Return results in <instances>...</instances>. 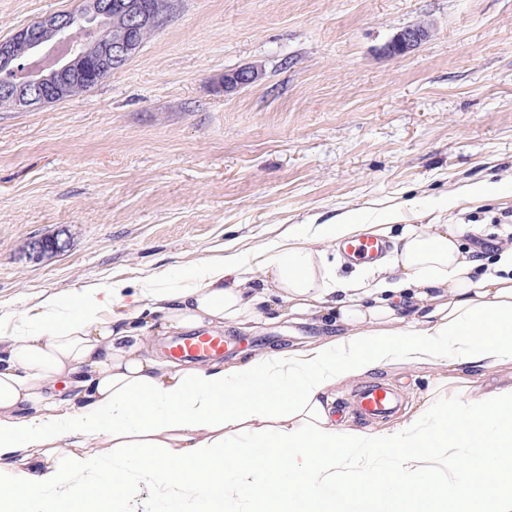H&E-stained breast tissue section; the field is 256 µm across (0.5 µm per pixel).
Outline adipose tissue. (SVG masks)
Instances as JSON below:
<instances>
[{
    "label": "adipose tissue",
    "mask_w": 512,
    "mask_h": 512,
    "mask_svg": "<svg viewBox=\"0 0 512 512\" xmlns=\"http://www.w3.org/2000/svg\"><path fill=\"white\" fill-rule=\"evenodd\" d=\"M393 255L369 279H340L332 243L365 231L358 211L300 232L260 271L235 262L200 281L147 288L127 316L107 311L124 285L57 300L0 336V512H129L135 470L168 495L196 491L204 512L243 492L260 512H512V382L480 391L486 371L512 365V244L484 265L466 249L472 224L374 223ZM293 323L320 317L336 335L319 346L272 351L234 367L179 365L146 355L141 335L218 331L267 310ZM399 362L447 368L434 386L451 412L432 434L423 415L366 435L337 422L338 383ZM465 446L448 480L421 490L431 439ZM118 467L104 470L100 449ZM384 448L394 463L348 478L356 451Z\"/></svg>",
    "instance_id": "adipose-tissue-1"
}]
</instances>
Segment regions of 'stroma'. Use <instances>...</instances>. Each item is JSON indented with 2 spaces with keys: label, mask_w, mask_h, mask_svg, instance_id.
Returning <instances> with one entry per match:
<instances>
[{
  "label": "stroma",
  "mask_w": 512,
  "mask_h": 512,
  "mask_svg": "<svg viewBox=\"0 0 512 512\" xmlns=\"http://www.w3.org/2000/svg\"><path fill=\"white\" fill-rule=\"evenodd\" d=\"M81 0H0V39ZM432 37L387 53L403 27ZM258 66L228 93L224 75ZM489 180L502 193L450 192ZM409 224H477L465 245L512 236V0H171L161 26L94 88L32 109L0 107V330L48 297L163 277L193 281L232 260L259 267L297 227L360 208ZM67 248L39 259L29 240ZM224 364L315 346L310 321L233 328ZM443 374L399 362L398 411L347 418L374 433L421 411Z\"/></svg>",
  "instance_id": "obj_1"
}]
</instances>
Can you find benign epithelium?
Masks as SVG:
<instances>
[{"label": "benign epithelium", "instance_id": "1", "mask_svg": "<svg viewBox=\"0 0 512 512\" xmlns=\"http://www.w3.org/2000/svg\"><path fill=\"white\" fill-rule=\"evenodd\" d=\"M156 0H85L77 12L80 27L89 33L81 48L72 45L74 22L69 13L46 15L0 41V97L18 109L41 107L66 98L72 81L90 70L99 75L123 67L138 49L136 32L161 21ZM120 26L125 36H112ZM432 36L426 22L399 30L387 45L391 55H403ZM263 71L249 66L224 73V92L258 82ZM57 236L33 239L29 253L41 258L64 251Z\"/></svg>", "mask_w": 512, "mask_h": 512}]
</instances>
